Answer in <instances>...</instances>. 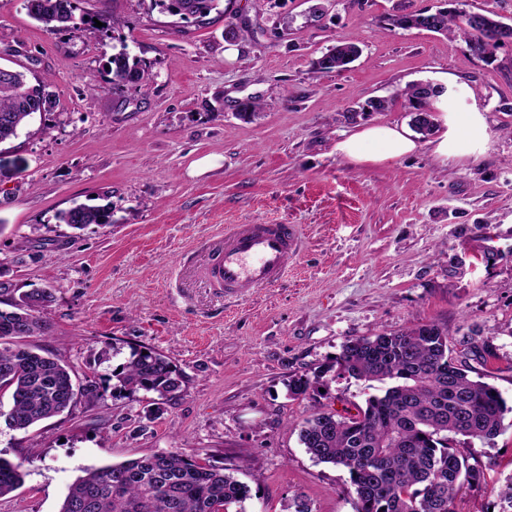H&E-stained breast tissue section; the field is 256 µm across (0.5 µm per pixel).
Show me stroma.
<instances>
[{"label":"stroma","mask_w":512,"mask_h":512,"mask_svg":"<svg viewBox=\"0 0 512 512\" xmlns=\"http://www.w3.org/2000/svg\"><path fill=\"white\" fill-rule=\"evenodd\" d=\"M221 0L205 23L151 0H80L99 26L45 30L24 0H0V67L44 81L54 106L0 145V310L49 289V329L31 342L85 378L112 386L133 350L168 356L186 387L148 417L150 396L77 399L29 430L0 418V457L23 485L0 512H59L84 469L185 452L229 469L252 497L227 512H354L346 469L315 462L298 427L318 410L346 414L383 384L330 379L306 399L291 377L314 375L350 339L433 322L457 365L501 392L507 429L453 445L486 481L458 512H502L512 477V45L494 62L462 38L388 29L386 16L444 0ZM289 27H282V19ZM245 30L234 40L229 24ZM362 53L345 70L312 63L337 40ZM126 52L144 80L114 87L108 59ZM458 89L439 112H476L486 136L465 156L435 146L355 162L337 144L373 126L409 125L402 91ZM261 111L240 119L241 100ZM392 106L367 112V100ZM209 158L213 167L199 169ZM77 204L108 206L112 223H59ZM290 224L299 252L275 284L228 299L200 276L206 247L231 224Z\"/></svg>","instance_id":"stroma-1"}]
</instances>
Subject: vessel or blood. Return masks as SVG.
I'll return each mask as SVG.
<instances>
[{
  "mask_svg": "<svg viewBox=\"0 0 512 512\" xmlns=\"http://www.w3.org/2000/svg\"><path fill=\"white\" fill-rule=\"evenodd\" d=\"M297 244L290 224H233L211 251L203 274L225 294L246 295L277 282Z\"/></svg>",
  "mask_w": 512,
  "mask_h": 512,
  "instance_id": "obj_1",
  "label": "vessel or blood"
}]
</instances>
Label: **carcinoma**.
Segmentation results:
<instances>
[{
  "mask_svg": "<svg viewBox=\"0 0 512 512\" xmlns=\"http://www.w3.org/2000/svg\"><path fill=\"white\" fill-rule=\"evenodd\" d=\"M30 16L48 31L78 35L92 19L78 13L79 0H26ZM221 0H153L160 12L183 20L204 22L220 12ZM393 28H418L466 35L470 51L491 60L504 43L492 32L501 21L478 12L454 8L434 13L424 9L386 17ZM360 55L357 45L342 39L313 63L317 72H339ZM112 84L140 82L145 70L128 54L109 60ZM404 97L414 130L424 136L436 127L433 100L438 85L416 83ZM52 101L43 85H31L24 73L0 74V144L17 136L35 112H47ZM60 223L75 229L90 224H112L105 207L76 205L58 213ZM49 289L24 293L12 310H0V393L10 392L12 406L6 416L16 430L56 417L71 406L74 385L68 366L26 343L47 329ZM337 375L364 382H390L381 396L346 416L319 411L300 425L299 441L319 463L348 471L355 512H456V499L466 485L478 486L483 469L450 441L456 436L491 442L503 431L509 411L496 388L469 377L452 363L448 337L435 323L418 324L400 332L346 341L334 360ZM118 384L112 392L154 395L150 409L183 391L180 368L164 354L139 350L113 371ZM328 387L321 376L300 375L288 381V394L305 398ZM106 388L97 380L81 388L91 404L104 399ZM21 466L0 458V498L23 483ZM251 497L250 488L226 468L202 463L179 452L156 458L145 455L116 464L84 470L68 488L59 512H226L231 504Z\"/></svg>",
  "mask_w": 512,
  "mask_h": 512,
  "instance_id": "carcinoma-1",
  "label": "carcinoma"
}]
</instances>
